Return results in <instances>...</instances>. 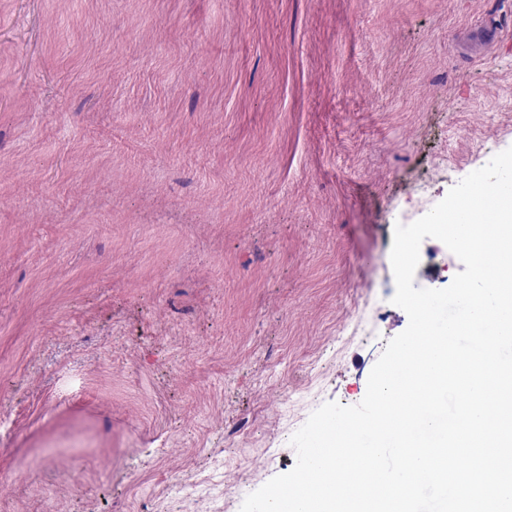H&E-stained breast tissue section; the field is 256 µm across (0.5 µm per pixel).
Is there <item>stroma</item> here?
I'll list each match as a JSON object with an SVG mask.
<instances>
[{
    "label": "stroma",
    "mask_w": 512,
    "mask_h": 512,
    "mask_svg": "<svg viewBox=\"0 0 512 512\" xmlns=\"http://www.w3.org/2000/svg\"><path fill=\"white\" fill-rule=\"evenodd\" d=\"M509 147L512 0H0V512H240Z\"/></svg>",
    "instance_id": "obj_1"
}]
</instances>
